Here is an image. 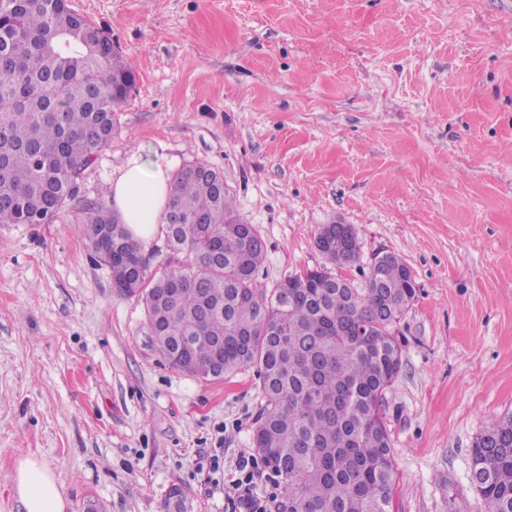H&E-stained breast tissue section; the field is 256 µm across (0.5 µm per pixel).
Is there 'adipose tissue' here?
Instances as JSON below:
<instances>
[{
	"mask_svg": "<svg viewBox=\"0 0 512 512\" xmlns=\"http://www.w3.org/2000/svg\"><path fill=\"white\" fill-rule=\"evenodd\" d=\"M169 181V175L162 170L128 164L108 185L113 211L143 245L151 244L163 223ZM14 491L24 512H66L68 508L54 474L33 457L18 461Z\"/></svg>",
	"mask_w": 512,
	"mask_h": 512,
	"instance_id": "obj_1",
	"label": "adipose tissue"
}]
</instances>
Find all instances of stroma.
Wrapping results in <instances>:
<instances>
[{"mask_svg":"<svg viewBox=\"0 0 512 512\" xmlns=\"http://www.w3.org/2000/svg\"><path fill=\"white\" fill-rule=\"evenodd\" d=\"M135 70L111 142L50 224H0V512L19 459L68 512H224L263 404L254 370L172 368L78 205L131 162L220 170L265 247L257 288L322 266L352 225L362 277L398 256L416 297L386 394L392 512H482L475 437L512 415V0H74ZM220 458L211 470L209 456ZM348 229V224H325L320 229L316 238L317 242L318 239H328L331 237V243L329 246L317 249L330 264L335 265L336 267L346 266L342 261L344 253L355 259L356 262L360 258L361 248L356 233L345 240L343 243V251L340 252L336 250V245L338 244L342 235L348 232Z\"/></svg>","mask_w":512,"mask_h":512,"instance_id":"stroma-1","label":"stroma"}]
</instances>
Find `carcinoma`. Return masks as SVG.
<instances>
[{
  "label": "carcinoma",
  "mask_w": 512,
  "mask_h": 512,
  "mask_svg": "<svg viewBox=\"0 0 512 512\" xmlns=\"http://www.w3.org/2000/svg\"><path fill=\"white\" fill-rule=\"evenodd\" d=\"M59 0H0V224H50L78 196L73 168L112 141L116 112L135 89L132 66L87 18ZM165 234L179 254L160 271L111 208L82 223L93 249L112 253V285L139 294L151 337L175 369L204 379L253 367L264 405L253 444L279 475L278 512H390L391 440L385 396L402 365L393 326L416 296L395 255L360 284L328 268L290 277L268 295L254 286L265 256L256 230L239 232L224 175L183 166L170 181ZM332 265L360 258L336 225L317 239ZM471 486L483 512H512V416L474 440Z\"/></svg>",
  "instance_id": "obj_1"
}]
</instances>
